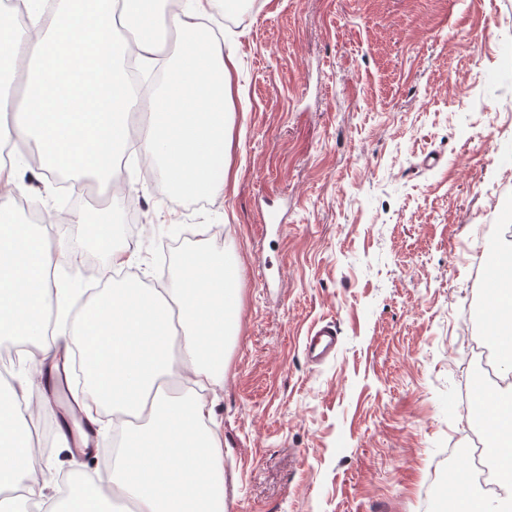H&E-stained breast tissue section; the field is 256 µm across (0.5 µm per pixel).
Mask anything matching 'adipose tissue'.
I'll return each instance as SVG.
<instances>
[{"label": "adipose tissue", "instance_id": "ef3b65f1", "mask_svg": "<svg viewBox=\"0 0 512 512\" xmlns=\"http://www.w3.org/2000/svg\"><path fill=\"white\" fill-rule=\"evenodd\" d=\"M27 24L0 11V53L14 68L36 64L24 97L0 80V144L18 140L47 164L111 184L115 160L135 138L138 153L177 191L203 198L224 192L229 176L225 91L233 57L208 26L213 0H186L172 17L183 45L159 97L145 100L148 121L130 134L136 102L117 61L143 69L162 52L150 13L134 0H24ZM69 232L50 237L0 203V334L33 340L31 374L21 390L0 393V512H224V451L214 419L224 379V338L238 310V265L201 247L182 251L177 284L145 288L108 279L71 324L48 325L49 272L56 255L76 251ZM506 275L488 285L487 334L512 363V245L497 248ZM83 354L78 409L97 422L108 411L123 430L105 483L47 495L40 455L27 438L28 401L46 361ZM483 405L496 435L488 452L499 487L497 512H512V394Z\"/></svg>", "mask_w": 512, "mask_h": 512}]
</instances>
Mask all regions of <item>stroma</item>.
Masks as SVG:
<instances>
[{"label":"stroma","mask_w":512,"mask_h":512,"mask_svg":"<svg viewBox=\"0 0 512 512\" xmlns=\"http://www.w3.org/2000/svg\"><path fill=\"white\" fill-rule=\"evenodd\" d=\"M235 53L223 196L192 207L159 177L128 209L46 193L45 222L111 210L126 276L174 282L182 248L239 259V322L215 406L225 512H441L468 471L490 346L489 243L512 241V0H256ZM56 258L55 284L100 289L109 256ZM335 321L311 365L309 329ZM29 423L53 495L111 468L114 435L60 445L67 398Z\"/></svg>","instance_id":"obj_1"}]
</instances>
